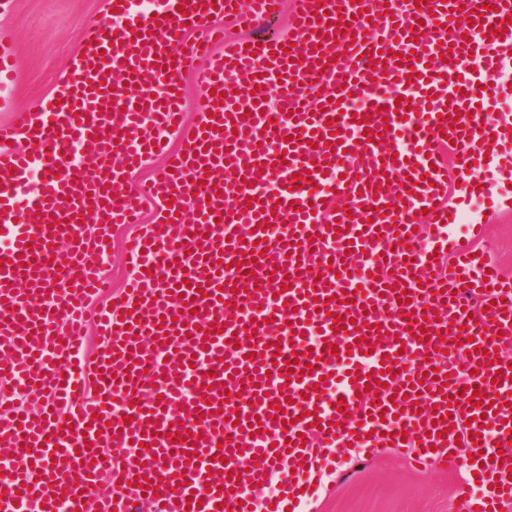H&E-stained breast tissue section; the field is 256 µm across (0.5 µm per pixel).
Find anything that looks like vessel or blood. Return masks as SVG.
I'll return each mask as SVG.
<instances>
[{
	"label": "vessel or blood",
	"mask_w": 512,
	"mask_h": 512,
	"mask_svg": "<svg viewBox=\"0 0 512 512\" xmlns=\"http://www.w3.org/2000/svg\"><path fill=\"white\" fill-rule=\"evenodd\" d=\"M107 3L62 85L0 123V382L28 400L0 402V447L25 451L0 512H256L273 473L292 512L333 449L390 444L476 475L464 512H512V281L456 240L437 151L456 146L468 197L512 180V0H295L292 35L219 54L222 21L261 27L282 0ZM148 122L184 137L133 188L164 150ZM326 180L349 200L329 223ZM147 199L167 213L130 239L139 269L86 364L108 235L84 227L138 223ZM182 84L184 88V111L186 113V126H191L198 118L196 103L198 88L195 84L193 72H186L183 75Z\"/></svg>",
	"instance_id": "obj_1"
}]
</instances>
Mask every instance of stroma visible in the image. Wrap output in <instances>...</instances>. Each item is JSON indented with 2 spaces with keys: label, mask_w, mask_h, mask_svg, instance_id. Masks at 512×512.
I'll return each mask as SVG.
<instances>
[{
  "label": "stroma",
  "mask_w": 512,
  "mask_h": 512,
  "mask_svg": "<svg viewBox=\"0 0 512 512\" xmlns=\"http://www.w3.org/2000/svg\"><path fill=\"white\" fill-rule=\"evenodd\" d=\"M104 13L105 0H12L11 8L0 13V41L15 57L16 75L0 90V122L57 88L79 52V27ZM506 197V203L490 210L476 201L467 209L472 220L486 224L490 259L512 278V184ZM136 230L133 224L110 229L112 248L104 270L113 289H123L136 266L125 249ZM318 481L317 497L300 505L299 512H463L467 492L457 471L417 470L398 448L369 458L340 449L335 469L323 472Z\"/></svg>",
  "instance_id": "35a3bbf8"
}]
</instances>
